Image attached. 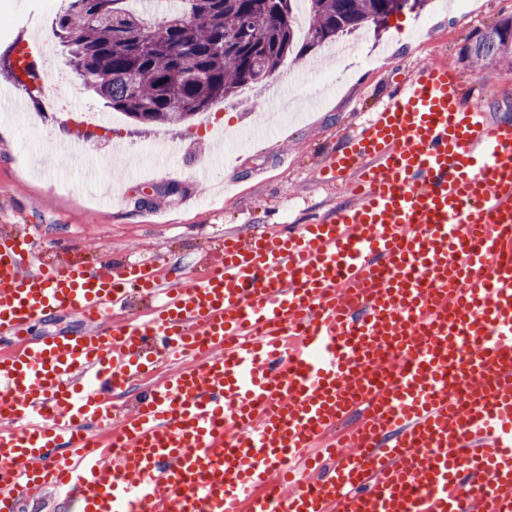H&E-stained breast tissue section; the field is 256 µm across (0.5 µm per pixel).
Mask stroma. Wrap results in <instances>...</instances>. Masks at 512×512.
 Here are the masks:
<instances>
[{
  "label": "stroma",
  "mask_w": 512,
  "mask_h": 512,
  "mask_svg": "<svg viewBox=\"0 0 512 512\" xmlns=\"http://www.w3.org/2000/svg\"><path fill=\"white\" fill-rule=\"evenodd\" d=\"M55 3L0 0V88L14 87L23 103L17 114L0 118V225L28 232L49 262L98 267L150 258L160 269L174 264L194 274L204 270L224 233L311 222L348 198L346 186L327 190L317 181L326 152L422 63L454 67L466 100L491 120L512 119V71L476 78L465 58L477 35L512 18V0H471L462 10L455 0H427L422 9L391 17L381 31L350 35L356 55L350 71L324 48L310 52L318 71L307 89L312 104L274 130H253L255 112L267 99L265 87L254 88L247 101L214 102L215 126L251 135L226 174L208 177L213 134L200 129L198 120L143 128L124 116L119 138L90 133L81 112L104 111L103 101L81 88L65 57H58L52 72L37 51L30 59L33 79L15 85L3 63L13 59L17 44L34 42L29 13H55ZM163 140L172 145L171 168H159L149 183L116 181L115 201L50 189L55 181L78 177L85 160L116 153L134 160Z\"/></svg>",
  "instance_id": "35a3bbf8"
}]
</instances>
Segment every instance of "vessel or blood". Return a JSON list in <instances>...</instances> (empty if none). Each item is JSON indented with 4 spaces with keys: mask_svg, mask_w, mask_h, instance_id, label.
Listing matches in <instances>:
<instances>
[{
    "mask_svg": "<svg viewBox=\"0 0 512 512\" xmlns=\"http://www.w3.org/2000/svg\"><path fill=\"white\" fill-rule=\"evenodd\" d=\"M318 180L350 201L226 233L179 287L0 235V512L68 487L76 512H512V121L425 63ZM51 314L92 329L30 339ZM323 439L346 454L304 480Z\"/></svg>",
    "mask_w": 512,
    "mask_h": 512,
    "instance_id": "b4317fda",
    "label": "vessel or blood"
}]
</instances>
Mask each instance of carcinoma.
I'll list each match as a JSON object with an SVG mask.
<instances>
[{"label":"carcinoma","instance_id":"carcinoma-1","mask_svg":"<svg viewBox=\"0 0 512 512\" xmlns=\"http://www.w3.org/2000/svg\"><path fill=\"white\" fill-rule=\"evenodd\" d=\"M129 0H62L52 19L84 88L113 110L178 126L218 99L265 83L289 58L365 27L384 26L390 0H308V30L292 23L295 0H176L156 20ZM476 75L512 67V19L466 48Z\"/></svg>","mask_w":512,"mask_h":512}]
</instances>
